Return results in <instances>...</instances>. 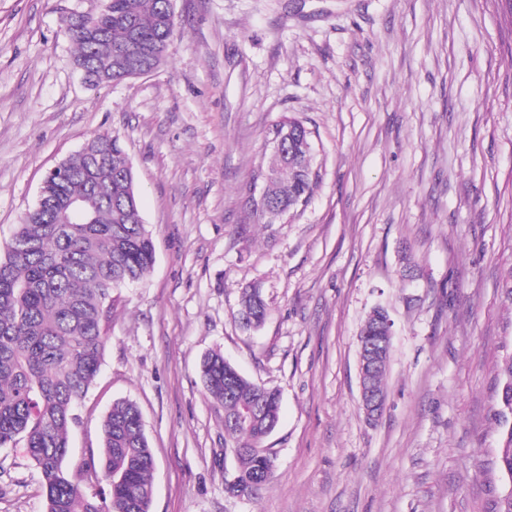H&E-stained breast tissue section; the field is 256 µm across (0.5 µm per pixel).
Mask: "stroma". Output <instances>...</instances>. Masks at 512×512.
Here are the masks:
<instances>
[{
    "mask_svg": "<svg viewBox=\"0 0 512 512\" xmlns=\"http://www.w3.org/2000/svg\"><path fill=\"white\" fill-rule=\"evenodd\" d=\"M104 0H0V243L46 172L93 135L134 166L155 261L115 291L70 467L137 403L151 512H488L498 367L512 350V8L505 0H174L154 72L94 87L60 30ZM288 117L311 132L308 203L275 223L253 172ZM264 326L235 318L243 288ZM394 322L382 415L359 391L368 313ZM218 350L280 394L253 496L227 494L224 411L200 362ZM0 512H45L22 444L0 447Z\"/></svg>",
    "mask_w": 512,
    "mask_h": 512,
    "instance_id": "1",
    "label": "stroma"
}]
</instances>
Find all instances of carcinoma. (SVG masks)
<instances>
[{
	"instance_id": "carcinoma-1",
	"label": "carcinoma",
	"mask_w": 512,
	"mask_h": 512,
	"mask_svg": "<svg viewBox=\"0 0 512 512\" xmlns=\"http://www.w3.org/2000/svg\"><path fill=\"white\" fill-rule=\"evenodd\" d=\"M76 64L88 82L103 84L99 64L129 56L140 69L112 74V82L155 71L175 30L173 0H106L90 18L71 16ZM280 153L271 156L260 216L284 215L311 194V132L289 118L276 125ZM65 182L30 210L0 249V447L24 442L38 469L46 512H150L154 458L140 412L129 400L112 403L102 422L101 445L85 468L71 469L69 436L76 409L97 377L106 350L115 289L141 280L155 259L144 224L132 163L119 138L102 134L66 158ZM238 318L256 327L268 315L260 289L241 295ZM201 376L224 408V443L237 458L229 493L249 496L273 475L262 446L266 427L279 419L278 394L246 379L219 351L207 354ZM512 352L499 365L498 465L512 474Z\"/></svg>"
}]
</instances>
